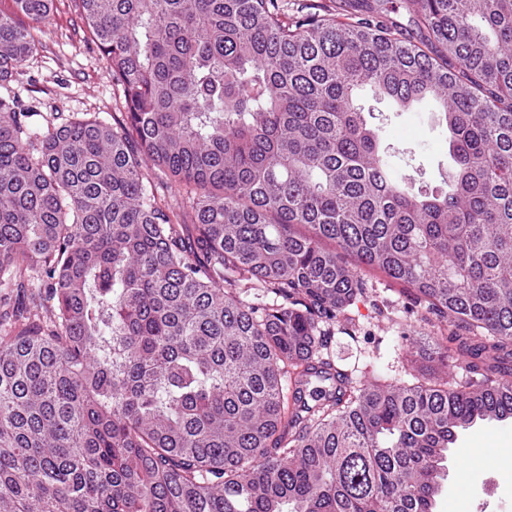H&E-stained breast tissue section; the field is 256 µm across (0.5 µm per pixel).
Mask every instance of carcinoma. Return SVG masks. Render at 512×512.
Returning <instances> with one entry per match:
<instances>
[{
    "label": "carcinoma",
    "mask_w": 512,
    "mask_h": 512,
    "mask_svg": "<svg viewBox=\"0 0 512 512\" xmlns=\"http://www.w3.org/2000/svg\"><path fill=\"white\" fill-rule=\"evenodd\" d=\"M53 2L0 11V512H434L458 431L512 419V0H74L127 112L41 126L9 85ZM364 87L437 104L447 188ZM360 267L448 327L413 383L325 356ZM359 104L378 130L381 148L393 155L396 166L414 176L415 192L444 187L452 166L449 132L434 104L425 102L401 111L369 88L360 91Z\"/></svg>",
    "instance_id": "carcinoma-1"
}]
</instances>
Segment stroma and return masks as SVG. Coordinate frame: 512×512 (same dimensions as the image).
Returning <instances> with one entry per match:
<instances>
[{"label": "stroma", "instance_id": "stroma-1", "mask_svg": "<svg viewBox=\"0 0 512 512\" xmlns=\"http://www.w3.org/2000/svg\"><path fill=\"white\" fill-rule=\"evenodd\" d=\"M39 29L42 46L22 64L12 85L21 104L42 113L91 112L106 121L120 117L125 107L112 89L107 61L95 45L85 42L84 22L70 0H54ZM359 102L379 133L382 149L392 150L395 165L413 175L414 189L443 187L452 160L449 132L437 107L425 102L401 111L369 89L360 91ZM362 275L368 294L337 323L329 353L357 380L367 374L405 378L421 362L415 340L435 330L427 314L408 309L405 284L374 270ZM478 441L487 448L511 442L512 419L486 421L460 432L436 512H448L458 501L466 512H512V465L469 467L458 455L459 449Z\"/></svg>", "mask_w": 512, "mask_h": 512}]
</instances>
